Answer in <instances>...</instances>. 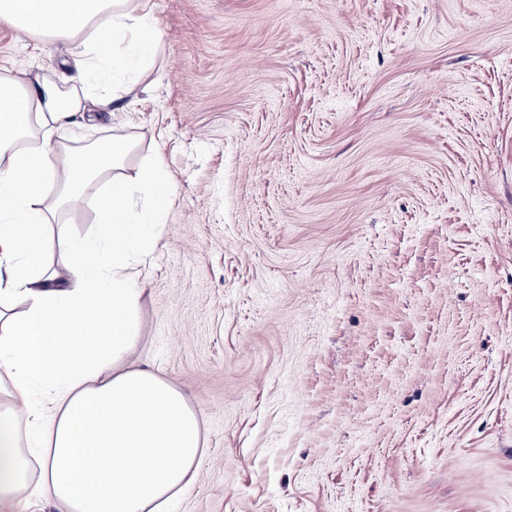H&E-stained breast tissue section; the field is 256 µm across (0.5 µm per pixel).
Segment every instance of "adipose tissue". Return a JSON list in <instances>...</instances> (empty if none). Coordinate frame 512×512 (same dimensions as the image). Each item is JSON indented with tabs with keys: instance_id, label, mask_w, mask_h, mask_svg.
<instances>
[{
	"instance_id": "1",
	"label": "adipose tissue",
	"mask_w": 512,
	"mask_h": 512,
	"mask_svg": "<svg viewBox=\"0 0 512 512\" xmlns=\"http://www.w3.org/2000/svg\"><path fill=\"white\" fill-rule=\"evenodd\" d=\"M0 23L73 45L82 88L0 76V508L40 499L54 512H169L198 476L199 418L129 356L140 257L161 234L173 183L157 162L128 180L125 136L103 150L68 143L78 114L111 111L98 86L115 64L153 52L156 20L149 0H0ZM99 179L95 238L47 236L58 205Z\"/></svg>"
}]
</instances>
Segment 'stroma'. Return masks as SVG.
<instances>
[{
	"mask_svg": "<svg viewBox=\"0 0 512 512\" xmlns=\"http://www.w3.org/2000/svg\"><path fill=\"white\" fill-rule=\"evenodd\" d=\"M150 7L70 137L174 181L134 348L202 422L173 512H512V0ZM1 60L68 85L65 45Z\"/></svg>",
	"mask_w": 512,
	"mask_h": 512,
	"instance_id": "stroma-1",
	"label": "stroma"
}]
</instances>
